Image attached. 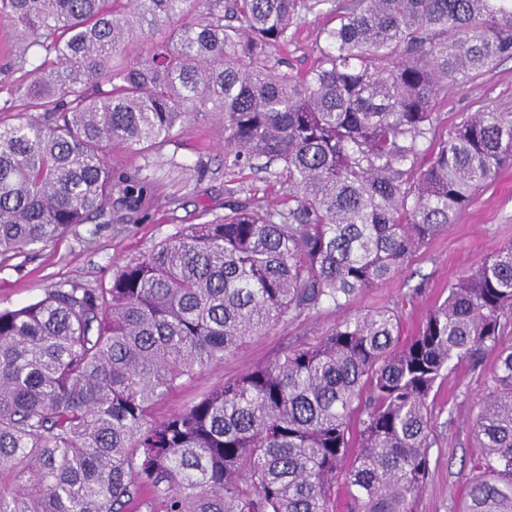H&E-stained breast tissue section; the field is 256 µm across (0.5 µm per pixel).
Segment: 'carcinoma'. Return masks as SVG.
Here are the masks:
<instances>
[{
    "label": "carcinoma",
    "mask_w": 512,
    "mask_h": 512,
    "mask_svg": "<svg viewBox=\"0 0 512 512\" xmlns=\"http://www.w3.org/2000/svg\"><path fill=\"white\" fill-rule=\"evenodd\" d=\"M331 0H0L41 115L0 127V259L157 202L113 148L224 121V167L268 171L250 198L185 224L109 285L60 281L0 310V512H416L431 401L450 368L498 351L462 512H512V246L448 288L415 336L398 311L347 315L314 344L162 420L156 401L283 317L344 310L399 273L512 160V113L436 136L448 83L512 58V0H350L316 64L278 71ZM145 54L112 64L135 35ZM357 447L356 454L350 448Z\"/></svg>",
    "instance_id": "cac0c4a2"
}]
</instances>
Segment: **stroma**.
I'll return each instance as SVG.
<instances>
[{
    "label": "stroma",
    "mask_w": 512,
    "mask_h": 512,
    "mask_svg": "<svg viewBox=\"0 0 512 512\" xmlns=\"http://www.w3.org/2000/svg\"><path fill=\"white\" fill-rule=\"evenodd\" d=\"M334 11L308 16L296 30L286 61L293 72L308 70L315 59V41L322 29L336 26ZM14 30L0 22V126L29 113L27 99L13 95L24 71L11 55ZM440 130L449 132L471 114L512 112V59H506L465 85L442 91ZM114 165L143 169L169 203L148 205L131 213L113 204L109 224H80L60 240L32 246L0 263V309H13L43 297L60 280L88 288L108 284L116 269L150 253L181 225L198 224L225 213L230 201L258 198L274 205L285 199L284 181L267 173L224 167V125L213 119H188L172 141L158 151L112 152ZM512 244V161L496 179L479 188L472 202L452 224L416 251L403 270L358 293L347 310L323 305L308 318H283L249 338L224 361L211 365L181 387L167 393L152 410L159 420L193 404L207 391L265 364L288 347L316 341L342 313L360 314L380 308L397 309L403 334L412 337L429 309L443 301L461 273L500 247ZM498 364L488 352L475 364L463 363L440 385L431 406L435 442L430 473L416 512H459L481 455L473 423L478 405L493 386Z\"/></svg>",
    "instance_id": "35a3bbf8"
}]
</instances>
